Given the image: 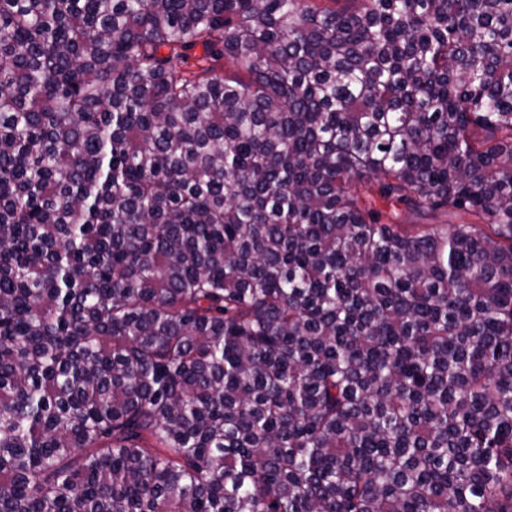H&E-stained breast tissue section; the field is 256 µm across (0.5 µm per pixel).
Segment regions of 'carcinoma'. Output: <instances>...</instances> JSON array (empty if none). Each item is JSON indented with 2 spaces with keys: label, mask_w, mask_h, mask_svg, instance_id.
<instances>
[{
  "label": "carcinoma",
  "mask_w": 512,
  "mask_h": 512,
  "mask_svg": "<svg viewBox=\"0 0 512 512\" xmlns=\"http://www.w3.org/2000/svg\"><path fill=\"white\" fill-rule=\"evenodd\" d=\"M0 512H512V0H0Z\"/></svg>",
  "instance_id": "1"
}]
</instances>
